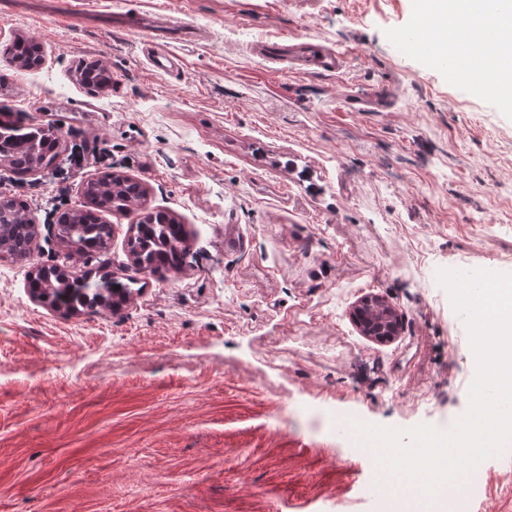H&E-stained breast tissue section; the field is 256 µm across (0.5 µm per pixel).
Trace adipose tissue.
Listing matches in <instances>:
<instances>
[{"label":"adipose tissue","mask_w":512,"mask_h":512,"mask_svg":"<svg viewBox=\"0 0 512 512\" xmlns=\"http://www.w3.org/2000/svg\"><path fill=\"white\" fill-rule=\"evenodd\" d=\"M484 3L485 0H418L419 10L425 22L432 26L438 47L447 45L448 24L455 19L465 18L477 24L485 22L494 30L495 36L491 39L474 31L464 32L463 37L476 57L470 67L471 73L480 77L473 85L474 90L497 95L502 93L503 87L498 80L488 78L485 61L491 57L506 60V67L500 68L499 73L512 78V5L489 19L484 15Z\"/></svg>","instance_id":"obj_1"}]
</instances>
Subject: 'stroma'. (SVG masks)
<instances>
[{
	"label": "stroma",
	"mask_w": 512,
	"mask_h": 512,
	"mask_svg": "<svg viewBox=\"0 0 512 512\" xmlns=\"http://www.w3.org/2000/svg\"><path fill=\"white\" fill-rule=\"evenodd\" d=\"M122 9L191 27L160 73ZM416 0H0V106L65 122L51 170L0 182L37 224L0 260V512H376L354 422L445 433L469 407L473 353L439 269L512 273V108L429 50L400 48ZM302 35L349 52L340 73L253 55ZM112 73L89 94L78 61ZM387 88L389 110H344ZM143 180L189 252L144 274L137 212L107 253L53 237L87 180ZM102 270L138 289L117 313L51 310L29 274ZM379 294L403 316L386 344L349 312ZM481 512H512V452L486 459ZM3 53L23 67H35L42 59L41 46L33 39L19 37L3 49Z\"/></svg>",
	"instance_id": "obj_1"
}]
</instances>
